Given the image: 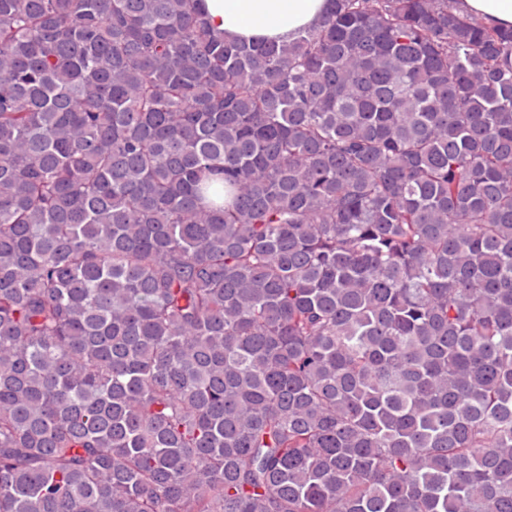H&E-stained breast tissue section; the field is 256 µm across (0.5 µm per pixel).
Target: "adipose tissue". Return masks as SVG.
Masks as SVG:
<instances>
[{
    "instance_id": "1",
    "label": "adipose tissue",
    "mask_w": 512,
    "mask_h": 512,
    "mask_svg": "<svg viewBox=\"0 0 512 512\" xmlns=\"http://www.w3.org/2000/svg\"><path fill=\"white\" fill-rule=\"evenodd\" d=\"M327 0H204L210 26L236 41H291L304 28L319 24Z\"/></svg>"
}]
</instances>
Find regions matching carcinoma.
Wrapping results in <instances>:
<instances>
[{
	"mask_svg": "<svg viewBox=\"0 0 512 512\" xmlns=\"http://www.w3.org/2000/svg\"><path fill=\"white\" fill-rule=\"evenodd\" d=\"M0 0V512H512V28ZM210 26L228 40L289 42L319 24L327 0H204Z\"/></svg>",
	"mask_w": 512,
	"mask_h": 512,
	"instance_id": "carcinoma-1",
	"label": "carcinoma"
}]
</instances>
